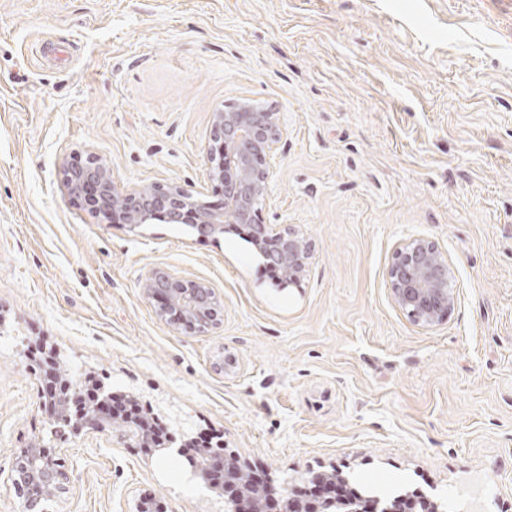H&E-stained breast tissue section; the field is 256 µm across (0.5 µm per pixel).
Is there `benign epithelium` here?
<instances>
[{
	"label": "benign epithelium",
	"instance_id": "7a95c632",
	"mask_svg": "<svg viewBox=\"0 0 512 512\" xmlns=\"http://www.w3.org/2000/svg\"><path fill=\"white\" fill-rule=\"evenodd\" d=\"M283 137L279 113L244 98L228 109L212 114L209 162L211 176L224 184V199L232 209H213L202 204L200 191L189 190L176 182H152L120 189L111 178L109 166L94 152L84 161L67 166L62 182L71 194L87 196L90 211L117 218L133 231L155 221L165 224H192L201 235H213L226 224L248 227L250 236L269 264L279 268L288 282L295 283L306 272L309 246L303 237L274 224L255 222V206L268 198L271 177L267 161L276 158ZM393 301L416 324L431 327L440 322L455 303L448 258L438 246L418 238L397 247L388 270ZM144 292L161 302L160 315L181 324L205 330L220 318L219 297L209 285L183 281L162 268L153 269L143 284ZM51 413L55 435L63 437L71 430L66 402L57 397L43 399ZM80 425L108 434L115 445L146 442V424L137 427L118 422V417L99 402L80 421ZM211 455L200 454L189 464L192 478L206 479ZM12 485L22 495L23 512H46L43 505L68 490L70 476L66 469L42 461L38 449L30 448L16 457L10 469ZM240 493L224 499V512H262L266 489L239 483Z\"/></svg>",
	"mask_w": 512,
	"mask_h": 512
}]
</instances>
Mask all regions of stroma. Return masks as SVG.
<instances>
[{
  "label": "stroma",
  "mask_w": 512,
  "mask_h": 512,
  "mask_svg": "<svg viewBox=\"0 0 512 512\" xmlns=\"http://www.w3.org/2000/svg\"><path fill=\"white\" fill-rule=\"evenodd\" d=\"M280 115L257 221L308 242L294 284L231 233L129 230L60 182L97 153L117 187L208 178L214 112ZM421 237L456 302L425 328L393 302ZM223 302L206 331L162 319L154 268ZM142 404L166 400L244 467L302 485L414 489L512 512V0H0V512L6 471L48 441L71 475L47 512H221L177 449L52 436L36 346Z\"/></svg>",
  "instance_id": "35a3bbf8"
}]
</instances>
